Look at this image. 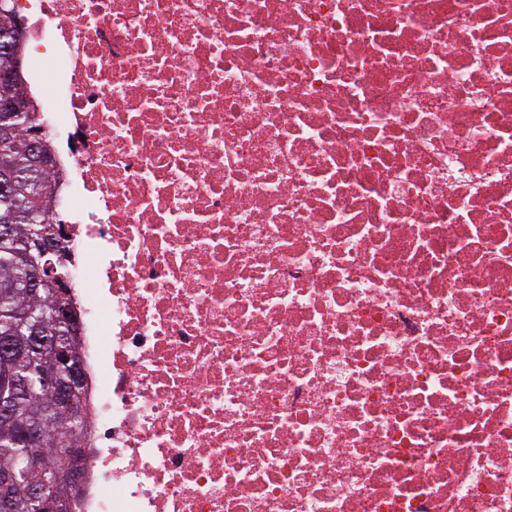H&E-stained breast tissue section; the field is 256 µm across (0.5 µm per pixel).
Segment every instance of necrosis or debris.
I'll list each match as a JSON object with an SVG mask.
<instances>
[{
    "instance_id": "1",
    "label": "necrosis or debris",
    "mask_w": 512,
    "mask_h": 512,
    "mask_svg": "<svg viewBox=\"0 0 512 512\" xmlns=\"http://www.w3.org/2000/svg\"><path fill=\"white\" fill-rule=\"evenodd\" d=\"M88 375L73 512H512V0H14Z\"/></svg>"
}]
</instances>
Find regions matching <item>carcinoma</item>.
<instances>
[{"mask_svg":"<svg viewBox=\"0 0 512 512\" xmlns=\"http://www.w3.org/2000/svg\"><path fill=\"white\" fill-rule=\"evenodd\" d=\"M34 120L32 112L15 113L7 121L0 119V126L15 127L10 139L0 140V167L6 166L13 173L10 192L0 194V225L12 227L10 236L0 237V341L14 345L9 369L20 379L30 377L33 368L52 366L51 357L27 347V338L38 322V315L59 302L55 282L51 280L36 295L25 288L32 239L59 224L52 212L60 181L51 175L50 168L34 170L28 164L27 139ZM44 327L61 346L75 342L66 326L46 322ZM3 403L11 411L6 417L0 415V471L9 468L14 454L22 450L41 455L57 474L50 493L63 500L65 507H71L77 490L68 485L59 448L64 443L84 447L86 434L79 428L80 421L53 409L52 392L41 387L30 388L13 398L7 394ZM35 422L41 425L42 440L35 446L21 443L20 428Z\"/></svg>","mask_w":512,"mask_h":512,"instance_id":"obj_1","label":"carcinoma"}]
</instances>
